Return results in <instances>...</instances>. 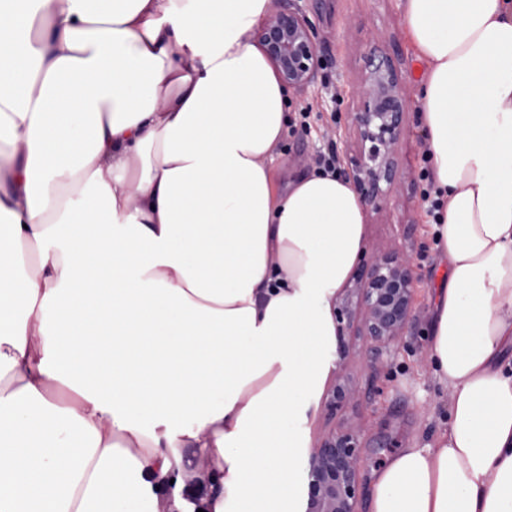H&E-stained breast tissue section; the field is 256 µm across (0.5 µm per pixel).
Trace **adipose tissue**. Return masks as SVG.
Segmentation results:
<instances>
[{"label":"adipose tissue","mask_w":512,"mask_h":512,"mask_svg":"<svg viewBox=\"0 0 512 512\" xmlns=\"http://www.w3.org/2000/svg\"><path fill=\"white\" fill-rule=\"evenodd\" d=\"M273 8L0 0V512H304L366 213L338 173L277 179ZM404 15L448 422L368 510L512 512V0Z\"/></svg>","instance_id":"adipose-tissue-1"}]
</instances>
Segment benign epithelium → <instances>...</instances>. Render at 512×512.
I'll return each mask as SVG.
<instances>
[{
  "label": "benign epithelium",
  "instance_id": "1",
  "mask_svg": "<svg viewBox=\"0 0 512 512\" xmlns=\"http://www.w3.org/2000/svg\"><path fill=\"white\" fill-rule=\"evenodd\" d=\"M258 40L283 83L303 90L319 68L317 42L311 23L294 4L278 8L258 31ZM353 111L347 130L353 154L345 176L351 179L365 205L382 211L388 192L398 180L397 150L406 134L409 106L405 82L391 60L377 50L364 56L361 81L352 94ZM418 278L404 254L372 253L357 266L353 291L357 308L341 315L358 335L373 344L374 360L389 365L392 344L412 322ZM362 465L357 434L352 429L331 434L309 461L306 512H359V473Z\"/></svg>",
  "mask_w": 512,
  "mask_h": 512
}]
</instances>
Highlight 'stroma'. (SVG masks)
Returning <instances> with one entry per match:
<instances>
[{"instance_id": "1", "label": "stroma", "mask_w": 512, "mask_h": 512, "mask_svg": "<svg viewBox=\"0 0 512 512\" xmlns=\"http://www.w3.org/2000/svg\"><path fill=\"white\" fill-rule=\"evenodd\" d=\"M313 25L322 67L305 90L290 91L291 130L279 160L283 177L312 170L318 152L334 151L347 166L351 145L342 137L352 109L351 90L361 78L362 55L377 46L401 72L411 99L407 134L398 147L401 179L383 211L367 213V249L376 253L410 254L419 277L412 325L397 346L390 367L373 370L367 343L353 330L341 328L346 354L336 357L318 411L311 417V447L331 433L353 429L359 435L361 476L409 440L431 442L447 423L445 390L432 374L426 348V316L444 271L437 258L422 194L426 187V136L418 121V99L425 67L407 38L402 0H295ZM310 112V131L300 129L302 112ZM347 378L355 397L342 408L329 407L331 388ZM379 394H370V387Z\"/></svg>"}]
</instances>
